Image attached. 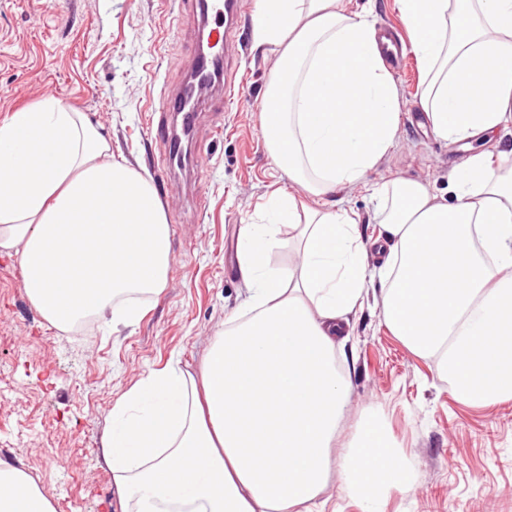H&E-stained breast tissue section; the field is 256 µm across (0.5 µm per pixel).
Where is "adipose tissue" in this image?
<instances>
[{
	"instance_id": "1",
	"label": "adipose tissue",
	"mask_w": 512,
	"mask_h": 512,
	"mask_svg": "<svg viewBox=\"0 0 512 512\" xmlns=\"http://www.w3.org/2000/svg\"><path fill=\"white\" fill-rule=\"evenodd\" d=\"M397 3L434 134L458 142L512 123V0ZM255 30L278 55L265 140L302 192L273 194L267 222L243 225L249 300L199 373L169 363L113 404L101 453L121 512H324L351 387L337 324L371 283L386 328L458 399H512V167L468 157L448 174L447 204L418 180L373 185L388 251L369 265L355 212L310 202L363 182L395 145L400 97L375 23L348 0H256ZM284 226L299 250L277 269ZM0 252L18 255L29 299L56 329L105 316L130 326L167 284L170 226L147 176L112 160L83 113L47 98L0 123ZM340 483L363 512L414 485L378 412L346 444ZM0 512L54 508L0 461Z\"/></svg>"
}]
</instances>
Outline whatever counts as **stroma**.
I'll use <instances>...</instances> for the list:
<instances>
[{"instance_id":"35a3bbf8","label":"stroma","mask_w":512,"mask_h":512,"mask_svg":"<svg viewBox=\"0 0 512 512\" xmlns=\"http://www.w3.org/2000/svg\"><path fill=\"white\" fill-rule=\"evenodd\" d=\"M254 10L255 0H241L246 51L223 133L201 120L184 144L188 159L162 172L169 146L155 132V110L162 87L176 88L189 72L195 35L180 0H0V122L45 98L86 113L114 160L147 171L171 228L166 288L146 300L137 324L115 331L97 320L60 335L28 298L18 256L0 254V460L31 476L55 512H120L101 455L109 411L170 360L199 372L215 331L248 296L235 254L241 227L258 221L274 191H300L265 142L261 111L277 56L255 36ZM387 69L401 98L397 145L366 184L327 197L358 213L369 245L381 231L370 184L419 179L447 203L448 173L468 156L486 152L512 166L511 131L456 144L433 134L420 117L414 54ZM348 331L352 391L333 455L373 408L418 474L385 512H512V400H458L434 362L414 355L372 309L353 314Z\"/></svg>"}]
</instances>
